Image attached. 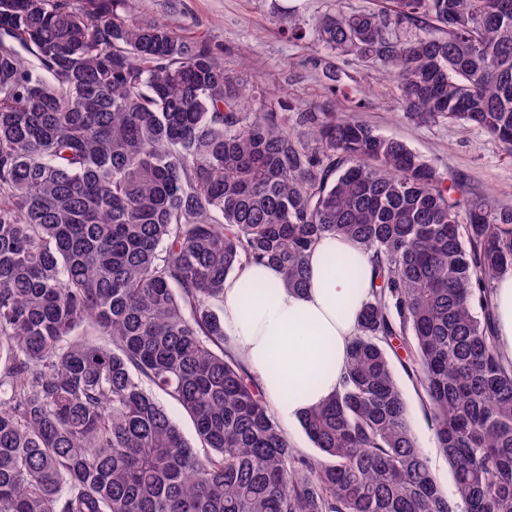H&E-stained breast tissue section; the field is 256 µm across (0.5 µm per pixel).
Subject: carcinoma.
<instances>
[{
    "instance_id": "carcinoma-1",
    "label": "carcinoma",
    "mask_w": 512,
    "mask_h": 512,
    "mask_svg": "<svg viewBox=\"0 0 512 512\" xmlns=\"http://www.w3.org/2000/svg\"><path fill=\"white\" fill-rule=\"evenodd\" d=\"M314 26L418 122L512 152V0H374ZM254 102L129 0H0V512H512L493 307L512 208L351 115L303 113L305 139L281 96ZM336 234L373 286L342 387L300 419L310 458L224 334V279L270 262L301 290ZM395 370L411 412L419 445L424 449L432 469L437 475L441 488L450 494L452 492V476L448 460L445 458L440 448H436L434 432L425 419L420 398L413 384L402 373L396 361Z\"/></svg>"
}]
</instances>
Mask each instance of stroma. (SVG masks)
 <instances>
[{
  "instance_id": "obj_1",
  "label": "stroma",
  "mask_w": 512,
  "mask_h": 512,
  "mask_svg": "<svg viewBox=\"0 0 512 512\" xmlns=\"http://www.w3.org/2000/svg\"><path fill=\"white\" fill-rule=\"evenodd\" d=\"M132 12L169 23L186 35L207 41L223 56L227 70L256 94L279 91L288 122L298 126L307 108L351 112L377 133L402 139L445 178L460 179L466 192L512 207V152L478 130L446 122L415 123L403 111L399 90L356 57H330L318 46L317 16L370 7L371 0H131ZM306 32L288 40V26ZM400 385L417 438L444 491H451L448 461L436 446L420 398L407 377Z\"/></svg>"
}]
</instances>
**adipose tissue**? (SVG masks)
Instances as JSON below:
<instances>
[{"label":"adipose tissue","instance_id":"1","mask_svg":"<svg viewBox=\"0 0 512 512\" xmlns=\"http://www.w3.org/2000/svg\"><path fill=\"white\" fill-rule=\"evenodd\" d=\"M348 259L370 276V257L354 241L325 236L310 256V281L297 291L273 265H248L224 281V332L260 378L276 414L298 420L338 387L370 290L343 266L327 269L325 255ZM499 348L512 361V271L500 275L494 296Z\"/></svg>","mask_w":512,"mask_h":512}]
</instances>
